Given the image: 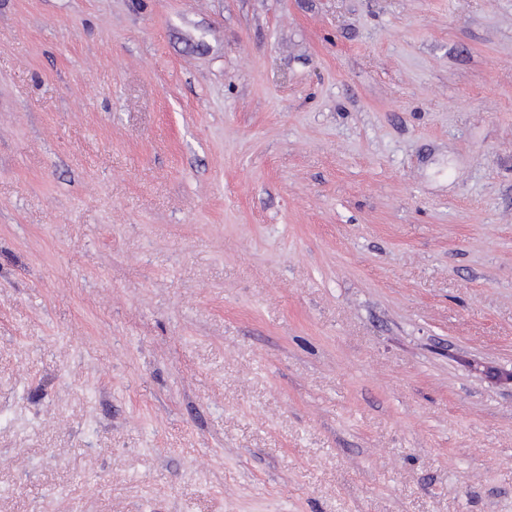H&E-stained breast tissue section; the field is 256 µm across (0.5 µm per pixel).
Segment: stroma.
Returning a JSON list of instances; mask_svg holds the SVG:
<instances>
[{"label":"stroma","instance_id":"stroma-1","mask_svg":"<svg viewBox=\"0 0 512 512\" xmlns=\"http://www.w3.org/2000/svg\"><path fill=\"white\" fill-rule=\"evenodd\" d=\"M512 0H0V512H512Z\"/></svg>","mask_w":512,"mask_h":512}]
</instances>
